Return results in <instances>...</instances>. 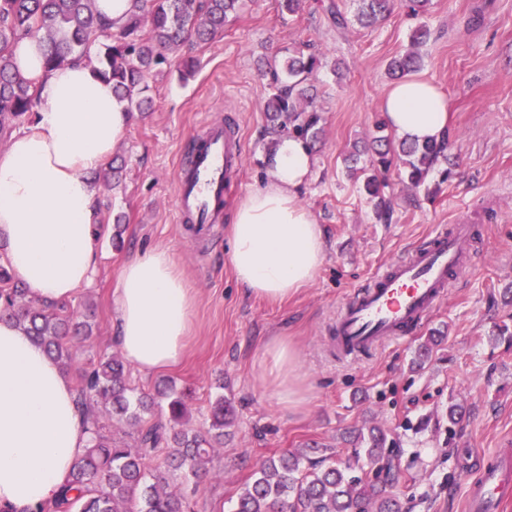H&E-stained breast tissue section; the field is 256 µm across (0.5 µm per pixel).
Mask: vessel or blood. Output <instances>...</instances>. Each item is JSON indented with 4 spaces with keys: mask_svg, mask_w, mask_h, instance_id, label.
<instances>
[{
    "mask_svg": "<svg viewBox=\"0 0 512 512\" xmlns=\"http://www.w3.org/2000/svg\"><path fill=\"white\" fill-rule=\"evenodd\" d=\"M242 160L241 138L234 128L206 126L194 152L176 174V223L198 237H211L223 221ZM472 227L453 225L426 238L406 257L378 269L354 292L336 320V350L351 357L378 347L382 341L413 337L445 296L451 278L466 266ZM512 499V470L482 469L470 487L467 512H498Z\"/></svg>",
    "mask_w": 512,
    "mask_h": 512,
    "instance_id": "b4317fda",
    "label": "vessel or blood"
}]
</instances>
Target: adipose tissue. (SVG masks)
Masks as SVG:
<instances>
[{
	"label": "adipose tissue",
	"instance_id": "adipose-tissue-1",
	"mask_svg": "<svg viewBox=\"0 0 512 512\" xmlns=\"http://www.w3.org/2000/svg\"><path fill=\"white\" fill-rule=\"evenodd\" d=\"M10 63L37 79L41 109L0 152V241L32 295L62 304L95 276L99 232L90 175L108 164L132 114L87 63L45 70L39 38L20 39ZM381 110L401 139L438 142L450 130L448 95L416 74L388 87ZM263 162L264 186L234 211L228 261L251 296L284 299L312 283L325 260L322 230L299 200L314 159L300 138L282 135ZM116 293L128 361L144 374L178 364L194 298L170 253L129 256ZM262 363L279 402L302 407L304 379L286 337L265 342ZM88 439L70 379L30 336L0 321V506L22 512L52 499Z\"/></svg>",
	"mask_w": 512,
	"mask_h": 512
}]
</instances>
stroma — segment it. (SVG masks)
<instances>
[{
    "mask_svg": "<svg viewBox=\"0 0 512 512\" xmlns=\"http://www.w3.org/2000/svg\"><path fill=\"white\" fill-rule=\"evenodd\" d=\"M351 0H301L296 15L277 0H245L221 35L185 43L148 79V110L133 122L112 154L123 162L118 179L98 185L97 273L69 309L86 316L92 332L68 370L74 388L101 355H116L115 290L123 260L167 249L195 296L184 359L149 375L130 369L134 394L154 393L160 380L187 391V427L200 429L217 396L236 410L233 433L200 477L174 472L170 490L194 512H235L245 484L263 460L315 440L336 458H353L345 431L369 422L390 432L396 488L403 512H464L467 487L480 467L512 452V0H431L427 14L410 15L404 0L364 28L332 27L327 8ZM430 30L421 46V73L452 101L448 180L432 173L411 188L402 165L386 174L394 200L379 219L362 182L344 158L370 136L392 82L390 60L411 51L416 25ZM316 54L312 77L322 132L311 179L300 199L315 215L326 257L315 281L284 301L248 296L235 282L227 231L200 241L173 221L176 170L205 124L238 128L242 166L225 215L266 181L263 157L272 139L264 112L272 93L269 66L286 51ZM195 62L181 78L184 60ZM468 224L474 237L467 267L415 337L386 341L369 353L340 359L331 327L376 269L404 257L435 226ZM284 336L307 384V402L295 412L278 404L263 375L265 340ZM431 355L414 361L421 345ZM463 417L448 423V407Z\"/></svg>",
    "mask_w": 512,
    "mask_h": 512,
    "instance_id": "1",
    "label": "stroma"
}]
</instances>
